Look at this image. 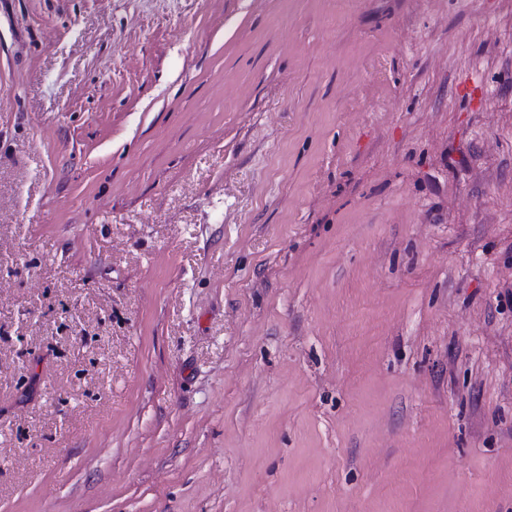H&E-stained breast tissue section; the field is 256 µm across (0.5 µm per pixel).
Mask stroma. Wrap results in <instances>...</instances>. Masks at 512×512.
<instances>
[{
  "label": "stroma",
  "instance_id": "1",
  "mask_svg": "<svg viewBox=\"0 0 512 512\" xmlns=\"http://www.w3.org/2000/svg\"><path fill=\"white\" fill-rule=\"evenodd\" d=\"M0 512H512V0H0Z\"/></svg>",
  "mask_w": 512,
  "mask_h": 512
}]
</instances>
